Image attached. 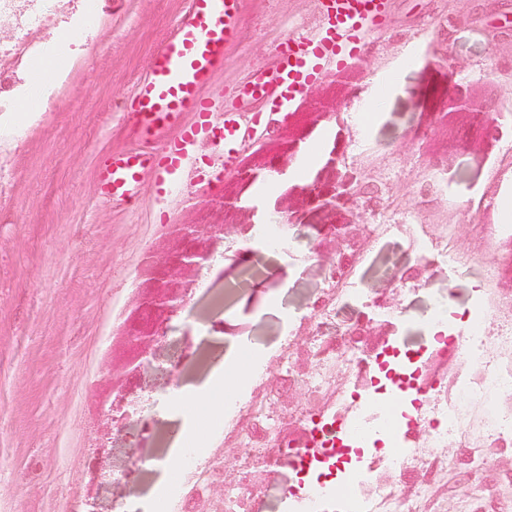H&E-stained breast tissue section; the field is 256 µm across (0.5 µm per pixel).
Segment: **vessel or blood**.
Listing matches in <instances>:
<instances>
[{
    "instance_id": "vessel-or-blood-1",
    "label": "vessel or blood",
    "mask_w": 512,
    "mask_h": 512,
    "mask_svg": "<svg viewBox=\"0 0 512 512\" xmlns=\"http://www.w3.org/2000/svg\"><path fill=\"white\" fill-rule=\"evenodd\" d=\"M388 0H322L323 24L313 33L285 36L278 63L254 72L235 90L237 105L223 98H202L199 91L224 69L241 22L240 0H191L152 59L147 78L135 89L138 101V147L110 153L98 167L102 196L123 201L137 194L144 175H151L155 198L165 202L187 173L205 180L196 146L203 141L224 145V169L233 171L240 147L261 123V113L244 105L256 99L283 112L331 70L357 59L364 35L382 25Z\"/></svg>"
}]
</instances>
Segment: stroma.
Here are the masks:
<instances>
[{
  "mask_svg": "<svg viewBox=\"0 0 512 512\" xmlns=\"http://www.w3.org/2000/svg\"><path fill=\"white\" fill-rule=\"evenodd\" d=\"M188 8V0H106L89 39L68 51L56 95L44 101L38 119L19 132L0 128V512H147L177 474L163 462L142 470L124 451L111 459L115 481L100 486L87 506V464L107 422L97 401L113 372L112 311L132 307L140 291L134 267L161 261L173 248L174 224H192L219 190L197 186L156 203L150 183L130 201L97 197L95 168L106 152L135 146L133 93L149 71L153 53ZM468 24L442 32L456 14ZM502 0H389L384 24L368 34L360 58L341 73L322 78L294 106L298 112L345 104L350 125L349 163L386 183L390 204L378 224H483L502 221L512 201V167L490 170L489 158L512 143V126L496 144L461 148L462 136L491 106L512 103V32ZM322 24L317 0H243L238 42L214 93L232 98L235 86L272 67L283 34L312 32ZM450 52L453 72L433 67L437 49ZM385 104L369 123L357 114L385 74ZM466 89L476 109L453 115L446 126L424 128L427 89ZM209 210V209H206ZM213 223L224 220L209 210ZM279 256L246 299L229 313L202 315L192 300L179 310L174 333L188 351L210 350L215 372L224 369V349L238 336H258L275 353L288 334L290 314L310 315L323 287L321 264ZM404 253L387 244L365 271L364 286L389 291V274L407 267ZM475 278L436 270L426 286L400 299L396 323L402 335H426L437 292L451 288L456 306H466ZM282 290L272 301L270 285ZM276 312H269V303ZM232 315L235 327L224 317ZM144 392L160 405L139 419V441L150 444L155 427L182 435L189 419L171 404L165 383L145 370Z\"/></svg>",
  "mask_w": 512,
  "mask_h": 512,
  "instance_id": "stroma-1",
  "label": "stroma"
}]
</instances>
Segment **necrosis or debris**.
I'll return each mask as SVG.
<instances>
[{
    "label": "necrosis or debris",
    "mask_w": 512,
    "mask_h": 512,
    "mask_svg": "<svg viewBox=\"0 0 512 512\" xmlns=\"http://www.w3.org/2000/svg\"><path fill=\"white\" fill-rule=\"evenodd\" d=\"M2 15L13 17L24 44L0 73V124L8 125L24 94L25 57L50 48L49 38L33 37L35 21L55 16L80 40L97 24L99 0H79L69 12L53 0H0ZM458 230L455 224L365 225L355 264L341 282L326 283L313 325L291 326L275 354L255 350L248 371L225 359L224 374L238 377L241 391L225 401L205 453L188 455L153 512H190L219 476L222 512H448L452 443L471 451L466 467L480 491L469 512H512V500L494 498L482 484L490 449L512 448V292L496 286L512 225L470 224L485 248L464 255L451 247ZM251 234L264 239V250L224 240L225 253L242 255L244 279L259 277L267 256L298 250L294 226L277 218L253 225ZM388 242L406 247L422 273L444 265L476 275L470 307L453 305L448 291L436 296L440 311L417 345L396 332L367 343L340 318L351 298L389 316L379 295L363 287L366 264ZM272 368L279 375L275 386L267 383ZM290 390L301 399L283 405ZM393 418L399 421L394 433Z\"/></svg>",
    "instance_id": "necrosis-or-debris-1"
}]
</instances>
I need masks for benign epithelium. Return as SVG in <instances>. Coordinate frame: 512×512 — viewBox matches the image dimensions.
<instances>
[{
  "label": "benign epithelium",
  "mask_w": 512,
  "mask_h": 512,
  "mask_svg": "<svg viewBox=\"0 0 512 512\" xmlns=\"http://www.w3.org/2000/svg\"><path fill=\"white\" fill-rule=\"evenodd\" d=\"M469 108L470 101L466 95L435 96L431 100V111L423 113L422 124L431 128L446 123L452 113ZM501 118L500 109L483 113L478 138L487 145H492ZM321 121L330 123L336 129L333 147L322 168L302 185L285 180L283 193L278 198L259 206L244 207L242 203L250 201L249 187L253 183L260 179L287 176L291 162L308 146L315 131V123L308 122L303 112H290L287 121L281 124L285 137L269 139L262 136L251 144L253 151L248 160L230 176L233 191L224 195V225H209L211 236L216 237L224 232L248 240L253 222L237 220V215L245 209L253 216L261 208L272 209L278 214L282 224H303L309 216L322 214L327 220L318 226L320 242H335V258L338 260L336 276H341L346 265L360 250L361 238L356 219L364 218L368 214L376 215L386 204L389 188L382 182L366 181L364 171L348 163L346 140L349 126L343 110H320L317 112L316 123ZM293 197L297 198L295 205L289 203ZM173 234L176 247L168 259L169 273H192L209 266L213 251L202 242L199 225L177 224ZM184 297L185 289L175 288L167 281H161L134 308L138 320L133 324V332L139 335L138 343L148 344V334L161 328V319L165 314L181 308ZM150 365L149 360L139 355L121 360L113 383L120 390V394L114 399L112 391L109 390L101 401V408L107 409V416H112V410L108 406L114 401L125 402L127 395L131 393V387L141 384L143 370ZM108 440L107 435L101 436L88 464L89 480L85 486V500L89 504L95 500L97 488L112 478V471L106 464L111 452Z\"/></svg>",
  "instance_id": "1"
}]
</instances>
